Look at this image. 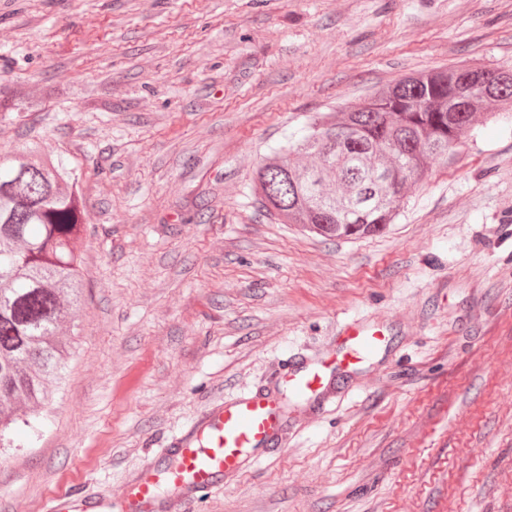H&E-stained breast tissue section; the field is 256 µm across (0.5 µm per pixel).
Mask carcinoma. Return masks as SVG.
<instances>
[{"label": "carcinoma", "instance_id": "carcinoma-1", "mask_svg": "<svg viewBox=\"0 0 512 512\" xmlns=\"http://www.w3.org/2000/svg\"><path fill=\"white\" fill-rule=\"evenodd\" d=\"M512 112V71L434 68L311 117L259 165L261 208L325 239L383 231L433 160L489 115ZM80 175L38 142L0 153V447L37 433L63 388L84 290Z\"/></svg>", "mask_w": 512, "mask_h": 512}]
</instances>
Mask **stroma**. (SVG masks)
I'll return each mask as SVG.
<instances>
[{
  "label": "stroma",
  "mask_w": 512,
  "mask_h": 512,
  "mask_svg": "<svg viewBox=\"0 0 512 512\" xmlns=\"http://www.w3.org/2000/svg\"><path fill=\"white\" fill-rule=\"evenodd\" d=\"M451 65L512 70V0H0V151L67 158L89 213L66 383L0 456V512L120 494L352 318L388 321L377 367L186 512H512V121L361 239L280 223L252 183L314 113Z\"/></svg>",
  "instance_id": "1"
}]
</instances>
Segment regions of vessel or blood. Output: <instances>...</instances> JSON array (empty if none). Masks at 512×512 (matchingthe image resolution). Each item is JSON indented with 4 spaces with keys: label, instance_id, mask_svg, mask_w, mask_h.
<instances>
[{
    "label": "vessel or blood",
    "instance_id": "obj_1",
    "mask_svg": "<svg viewBox=\"0 0 512 512\" xmlns=\"http://www.w3.org/2000/svg\"><path fill=\"white\" fill-rule=\"evenodd\" d=\"M338 335L317 357H288L266 384L201 412L168 440L165 464L144 466L112 502L66 490L54 495L47 512H184L189 501L227 485L270 448L287 446L283 395L302 404L306 418H318L336 401V373L372 361L387 345L382 331L359 319L345 321Z\"/></svg>",
    "mask_w": 512,
    "mask_h": 512
}]
</instances>
